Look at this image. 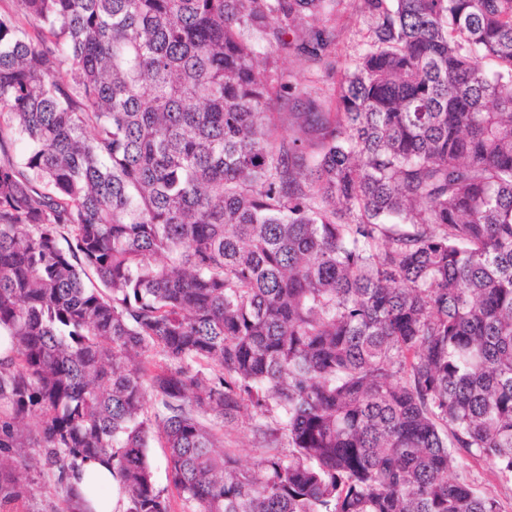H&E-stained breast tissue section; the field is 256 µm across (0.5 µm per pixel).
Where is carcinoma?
I'll return each mask as SVG.
<instances>
[{
	"label": "carcinoma",
	"instance_id": "1",
	"mask_svg": "<svg viewBox=\"0 0 512 512\" xmlns=\"http://www.w3.org/2000/svg\"><path fill=\"white\" fill-rule=\"evenodd\" d=\"M14 2L0 505L32 448L169 512L157 437L192 512H503L448 472L512 483V0H357L333 101L273 69L325 62L337 0ZM244 411L250 468L199 420ZM148 462L152 471L153 479L160 489H165V494L169 498L171 512H190L191 506L187 504L171 488L166 474V448L162 441L155 439L151 447L148 448ZM449 478L469 480L481 492L497 496L505 512H512V484L501 481L487 461L461 455L449 472ZM91 472L95 473L103 483L108 484L111 487H113V485H118V482L112 476V467H110L106 462L91 460L85 463L82 476L77 474L69 480L76 492H85L86 475ZM79 477H81V479H79Z\"/></svg>",
	"mask_w": 512,
	"mask_h": 512
}]
</instances>
